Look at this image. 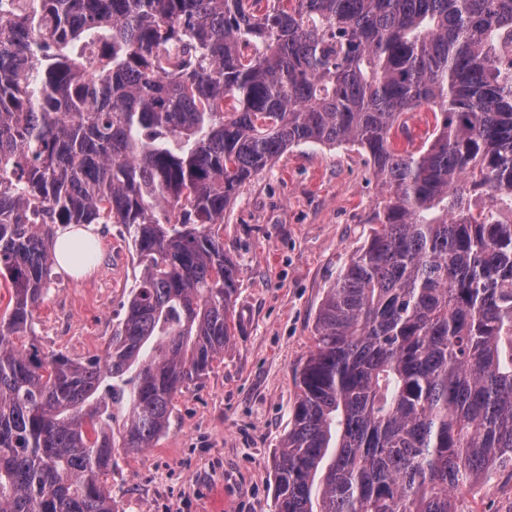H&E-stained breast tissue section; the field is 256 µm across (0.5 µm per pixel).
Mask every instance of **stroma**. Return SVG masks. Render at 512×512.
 Wrapping results in <instances>:
<instances>
[{"mask_svg":"<svg viewBox=\"0 0 512 512\" xmlns=\"http://www.w3.org/2000/svg\"><path fill=\"white\" fill-rule=\"evenodd\" d=\"M385 194L368 156L301 145L252 177L219 233L241 274L233 337L200 380L176 393L151 447H114L102 479L114 512H274L273 459L291 421L297 370L315 348L318 306L364 244ZM89 272L55 266L21 345L73 360L103 354L138 272L120 224L97 227ZM473 512H505L512 474L474 487Z\"/></svg>","mask_w":512,"mask_h":512,"instance_id":"stroma-1","label":"stroma"}]
</instances>
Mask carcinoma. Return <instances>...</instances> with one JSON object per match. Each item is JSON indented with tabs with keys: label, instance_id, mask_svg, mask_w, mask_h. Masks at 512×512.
I'll list each match as a JSON object with an SVG mask.
<instances>
[{
	"label": "carcinoma",
	"instance_id": "obj_1",
	"mask_svg": "<svg viewBox=\"0 0 512 512\" xmlns=\"http://www.w3.org/2000/svg\"><path fill=\"white\" fill-rule=\"evenodd\" d=\"M275 2L0 13V512H112V408L148 448L209 372L240 278L214 226L304 144L362 148L388 201L319 306L274 512H472L512 466V0ZM422 104L433 138L396 150ZM57 224L124 225L140 267L84 361L15 343Z\"/></svg>",
	"mask_w": 512,
	"mask_h": 512
}]
</instances>
